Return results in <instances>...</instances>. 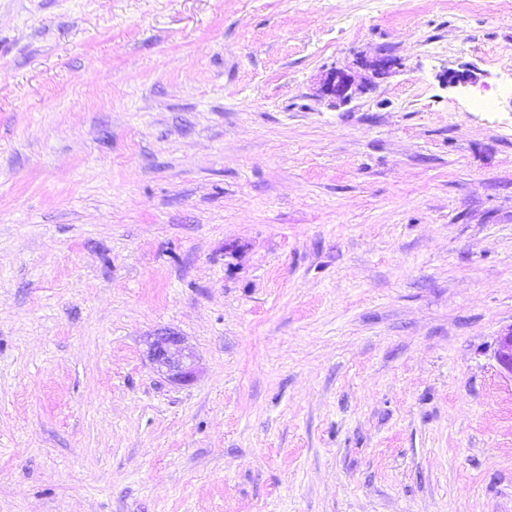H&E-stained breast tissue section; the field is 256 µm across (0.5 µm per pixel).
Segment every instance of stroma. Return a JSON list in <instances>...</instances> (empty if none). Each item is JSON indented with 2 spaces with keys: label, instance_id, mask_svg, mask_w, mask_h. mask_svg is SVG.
Segmentation results:
<instances>
[{
  "label": "stroma",
  "instance_id": "1",
  "mask_svg": "<svg viewBox=\"0 0 512 512\" xmlns=\"http://www.w3.org/2000/svg\"><path fill=\"white\" fill-rule=\"evenodd\" d=\"M511 324L512 0H0V512H512ZM355 77L345 70L334 69L327 73L323 93L340 102H346L355 93ZM494 359L500 372L512 380V324L504 328L497 336ZM148 357L157 373L176 384L191 383L197 374L196 355L178 333L165 331L148 343Z\"/></svg>",
  "mask_w": 512,
  "mask_h": 512
}]
</instances>
